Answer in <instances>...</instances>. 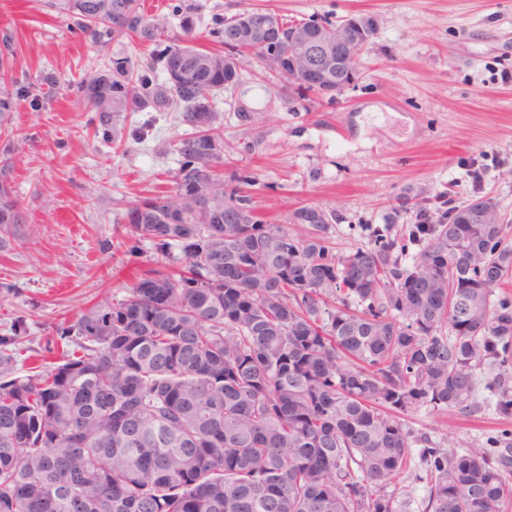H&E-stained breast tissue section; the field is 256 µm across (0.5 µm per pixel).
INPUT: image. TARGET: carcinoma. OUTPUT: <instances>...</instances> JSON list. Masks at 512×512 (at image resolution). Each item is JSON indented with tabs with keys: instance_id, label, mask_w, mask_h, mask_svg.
<instances>
[{
	"instance_id": "1",
	"label": "carcinoma",
	"mask_w": 512,
	"mask_h": 512,
	"mask_svg": "<svg viewBox=\"0 0 512 512\" xmlns=\"http://www.w3.org/2000/svg\"><path fill=\"white\" fill-rule=\"evenodd\" d=\"M68 11L95 46L156 45L72 86L97 136L116 142L123 112H176L190 132L175 144L172 189L122 225L119 246L151 245L126 295L58 325L62 350L45 347L24 377V320L0 337V512H405L388 481L416 443L425 512H502L512 458L449 454L403 422L420 407L474 412L484 365L512 416V295L492 299L512 278V243L495 198L436 224L422 206L399 233L373 229L370 249L337 252L326 208L292 235L257 213L254 172H220L215 110L199 99L224 90L209 67L224 55L196 45L193 14L165 45L140 0H68ZM238 29L239 15L217 17L208 35L227 46ZM14 65L5 33L0 127L21 100L41 107ZM10 171L1 160L5 232L22 223ZM244 209L247 223H232Z\"/></svg>"
}]
</instances>
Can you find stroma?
<instances>
[{"label": "stroma", "mask_w": 512, "mask_h": 512, "mask_svg": "<svg viewBox=\"0 0 512 512\" xmlns=\"http://www.w3.org/2000/svg\"><path fill=\"white\" fill-rule=\"evenodd\" d=\"M58 0H0V34L16 46L14 74L43 98L40 111L19 104L0 132V158L23 221L0 251V336L16 317L31 346L95 303L123 298L139 260L120 246L126 214L165 190L179 166L174 143L185 135L173 112H126L143 139L104 143L89 107L68 95L103 57H148L153 46L122 37L104 51L85 40ZM145 14L180 34L178 6L195 4L197 31L216 15L263 7L291 20L338 21L370 13L377 35L360 60L361 80L332 98L291 99L250 55L236 89L216 99L224 172L249 167L259 214L287 224L303 205L335 209L329 235L337 251L369 247L375 226L415 221L421 199L461 203L483 190L512 214V0H140ZM297 234L301 225L287 224ZM477 409L428 408L407 423L450 453L502 451L512 417L498 413L485 387Z\"/></svg>", "instance_id": "obj_1"}]
</instances>
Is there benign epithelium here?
I'll return each instance as SVG.
<instances>
[{
  "label": "benign epithelium",
  "instance_id": "benign-epithelium-1",
  "mask_svg": "<svg viewBox=\"0 0 512 512\" xmlns=\"http://www.w3.org/2000/svg\"><path fill=\"white\" fill-rule=\"evenodd\" d=\"M327 27V22L317 19L309 29L293 33L289 51L272 33L251 45L248 53L264 67L272 68L281 81L300 79L317 86L323 95H340L360 80V71L352 69L350 62L360 41L375 37L377 25L371 15H354L341 20L333 35L325 33ZM239 77V56H225L224 86H237Z\"/></svg>",
  "mask_w": 512,
  "mask_h": 512
}]
</instances>
